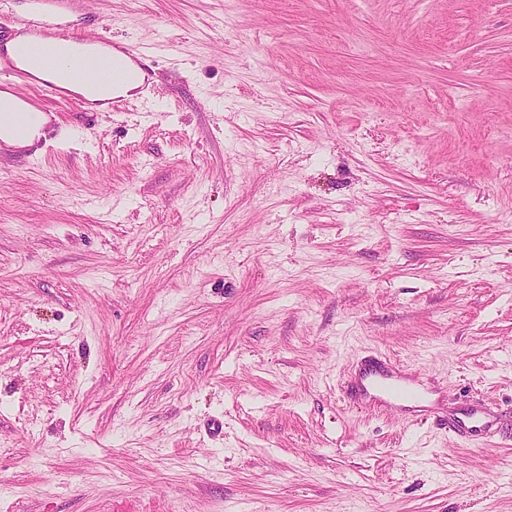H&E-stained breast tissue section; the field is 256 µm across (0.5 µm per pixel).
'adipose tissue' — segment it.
Masks as SVG:
<instances>
[{
    "label": "adipose tissue",
    "mask_w": 512,
    "mask_h": 512,
    "mask_svg": "<svg viewBox=\"0 0 512 512\" xmlns=\"http://www.w3.org/2000/svg\"><path fill=\"white\" fill-rule=\"evenodd\" d=\"M123 78L112 84H87L77 86V93L89 102L106 105L110 99L131 97L144 80V73L129 58L122 57ZM51 117L31 103H18L13 92L0 91V146L14 151L33 147L49 132Z\"/></svg>",
    "instance_id": "adipose-tissue-1"
}]
</instances>
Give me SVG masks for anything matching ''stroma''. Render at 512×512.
<instances>
[{"label": "stroma", "mask_w": 512, "mask_h": 512, "mask_svg": "<svg viewBox=\"0 0 512 512\" xmlns=\"http://www.w3.org/2000/svg\"><path fill=\"white\" fill-rule=\"evenodd\" d=\"M73 17L155 62L0 150V512H512V439L342 397L512 420V0ZM357 381L348 386L351 399L369 397L382 405L396 402H413V406H402L419 412L432 408L428 392L423 391L415 380L400 369L399 363L382 353H372L363 358ZM463 416L450 419L447 416L441 417L438 425L443 429L449 428L459 437L474 444L491 435L495 430L496 417L485 409L473 408Z\"/></svg>", "instance_id": "obj_1"}]
</instances>
